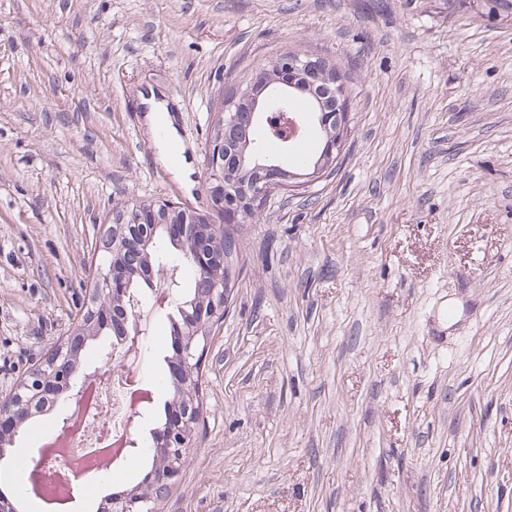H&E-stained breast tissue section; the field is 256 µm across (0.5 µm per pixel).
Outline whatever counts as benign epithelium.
Returning <instances> with one entry per match:
<instances>
[{"label": "benign epithelium", "mask_w": 512, "mask_h": 512, "mask_svg": "<svg viewBox=\"0 0 512 512\" xmlns=\"http://www.w3.org/2000/svg\"><path fill=\"white\" fill-rule=\"evenodd\" d=\"M269 69L274 75L272 81L248 82L224 98L209 140L207 192L212 211L223 217L224 223L217 224L210 214L169 202L131 201L116 209L107 238L112 261L96 275L93 305L79 314L66 338L39 366L8 395L0 397V423L8 425L7 432L0 431L1 457L7 446L15 444L26 423L51 409L69 388L89 339L110 331L121 338L128 355L138 352L142 336L136 319L141 305L138 288L152 286V278L169 269L155 250L157 241L172 240L208 275L210 288L183 303L172 293L152 294L153 305L175 307L183 317L180 341L170 360V417L166 430L158 436L153 468L141 482L108 499L105 512H138L141 503H157L181 472L202 414L198 393L210 328L224 318L239 273L237 258L224 253V226L245 222L263 206L272 188L308 186L336 168L349 116L341 70L330 68L316 56L299 53L270 59ZM297 93L310 97L312 113L290 114L282 108V101ZM314 122L319 124L323 149L299 172L288 170L275 156L251 148L248 142H230L224 137V129L230 125L256 127L262 137H272L289 150L296 139L309 133ZM130 251L141 253L140 266L123 265L121 258Z\"/></svg>", "instance_id": "obj_1"}]
</instances>
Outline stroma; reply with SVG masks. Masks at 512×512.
<instances>
[{"instance_id": "stroma-1", "label": "stroma", "mask_w": 512, "mask_h": 512, "mask_svg": "<svg viewBox=\"0 0 512 512\" xmlns=\"http://www.w3.org/2000/svg\"><path fill=\"white\" fill-rule=\"evenodd\" d=\"M352 70L336 171L237 227L241 274L202 360L203 416L157 512H512V22L455 0H0V394L90 303L115 207L198 211L229 84L284 49ZM174 112L161 162L143 99ZM158 427L172 354L141 306ZM14 445L30 456L85 374ZM134 452L62 512H98Z\"/></svg>"}]
</instances>
